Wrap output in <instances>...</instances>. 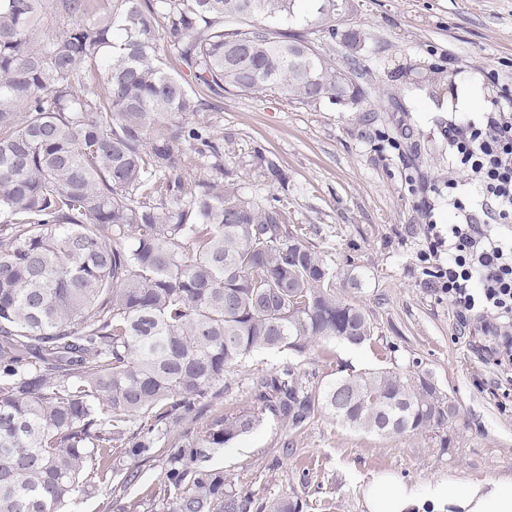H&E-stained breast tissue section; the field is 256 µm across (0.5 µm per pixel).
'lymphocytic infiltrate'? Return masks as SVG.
<instances>
[{"mask_svg": "<svg viewBox=\"0 0 512 512\" xmlns=\"http://www.w3.org/2000/svg\"><path fill=\"white\" fill-rule=\"evenodd\" d=\"M461 165L471 184L458 185L456 208L464 197L479 200L480 211L447 234L431 231L428 256L442 290L463 319L490 316L497 336L512 360V237H496L492 226H512V114L491 112L483 122L448 127Z\"/></svg>", "mask_w": 512, "mask_h": 512, "instance_id": "lymphocytic-infiltrate-1", "label": "lymphocytic infiltrate"}]
</instances>
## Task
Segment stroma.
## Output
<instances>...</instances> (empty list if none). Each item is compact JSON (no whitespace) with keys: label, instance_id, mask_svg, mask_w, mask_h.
Segmentation results:
<instances>
[{"label":"stroma","instance_id":"35a3bbf8","mask_svg":"<svg viewBox=\"0 0 512 512\" xmlns=\"http://www.w3.org/2000/svg\"><path fill=\"white\" fill-rule=\"evenodd\" d=\"M299 0L289 30L305 34L336 68L350 58L360 104L289 102L225 94L201 113L224 145V171L256 196H276L288 221L338 273L361 280L353 297L374 334L359 347L323 340L302 355L253 353L224 377L215 413L253 404V379L290 366L324 389L338 377L419 361L457 412L443 429L381 437L315 413L299 429L268 418L213 457L249 512L270 498L300 512H366L362 490L378 472L406 483L452 476L512 480V365L483 320L463 321L436 288L422 254L428 227L461 221L449 183L468 179L448 125L512 102V0H346L335 34ZM470 106H463V99ZM274 162L283 182L267 178Z\"/></svg>","mask_w":512,"mask_h":512}]
</instances>
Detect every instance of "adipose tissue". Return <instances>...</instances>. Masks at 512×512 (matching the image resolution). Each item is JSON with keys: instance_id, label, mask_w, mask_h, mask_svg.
Returning <instances> with one entry per match:
<instances>
[{"instance_id": "ef3b65f1", "label": "adipose tissue", "mask_w": 512, "mask_h": 512, "mask_svg": "<svg viewBox=\"0 0 512 512\" xmlns=\"http://www.w3.org/2000/svg\"><path fill=\"white\" fill-rule=\"evenodd\" d=\"M367 512H512V481L456 478L424 485L402 482L387 472L373 475L363 489Z\"/></svg>"}]
</instances>
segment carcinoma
<instances>
[{
	"instance_id": "obj_1",
	"label": "carcinoma",
	"mask_w": 512,
	"mask_h": 512,
	"mask_svg": "<svg viewBox=\"0 0 512 512\" xmlns=\"http://www.w3.org/2000/svg\"><path fill=\"white\" fill-rule=\"evenodd\" d=\"M296 2L0 0V512H68L98 493L105 512H140L128 489L152 460L154 512H239L208 461L270 413L381 436L454 417L416 362L317 394L287 366L256 378L250 407L188 427L256 351L372 336L281 199L224 179L222 146L189 121L216 108L201 89L360 103L356 62L338 69L259 23ZM317 2L336 36V0ZM48 19L58 32L36 39ZM191 151L213 159L209 178L190 177ZM261 510L298 507L284 495Z\"/></svg>"
}]
</instances>
